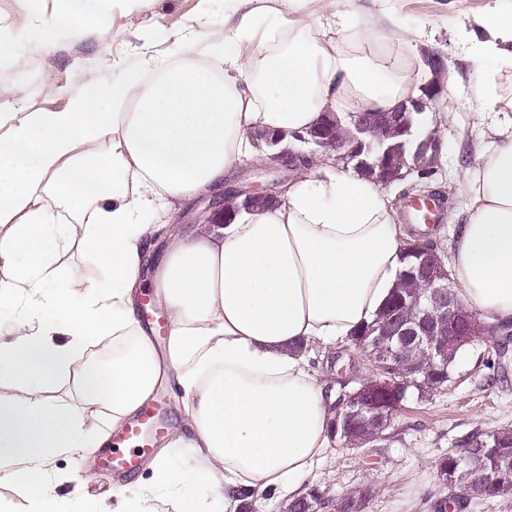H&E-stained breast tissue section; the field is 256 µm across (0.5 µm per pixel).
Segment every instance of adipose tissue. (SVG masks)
<instances>
[{
	"label": "adipose tissue",
	"mask_w": 512,
	"mask_h": 512,
	"mask_svg": "<svg viewBox=\"0 0 512 512\" xmlns=\"http://www.w3.org/2000/svg\"><path fill=\"white\" fill-rule=\"evenodd\" d=\"M31 48L84 37L106 6L61 0ZM311 0H257L224 36L175 45L151 75L73 99L69 110L0 113V482L24 485L28 512H51L54 461L100 448L172 383L193 449L183 497L166 453L150 486L120 487V512H240L267 495L293 501L330 446L335 392L312 367L315 349L348 342L372 322L403 268L407 237L393 200L372 179L326 156L301 167L279 203L229 224H180L179 202L221 190L253 157L252 134L300 149L325 110L388 111L416 92L411 64L353 11L317 23ZM475 41L481 102L496 111L495 72L512 44V9L487 15ZM462 172L468 196L450 273L487 325L512 321V116ZM107 270L91 281L61 267L73 249ZM151 279L169 336L157 350L140 320ZM112 343L99 369L90 347Z\"/></svg>",
	"instance_id": "obj_1"
}]
</instances>
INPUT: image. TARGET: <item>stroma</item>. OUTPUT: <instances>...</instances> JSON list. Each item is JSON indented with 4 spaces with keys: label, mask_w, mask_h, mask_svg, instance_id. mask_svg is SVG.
Wrapping results in <instances>:
<instances>
[{
    "label": "stroma",
    "mask_w": 512,
    "mask_h": 512,
    "mask_svg": "<svg viewBox=\"0 0 512 512\" xmlns=\"http://www.w3.org/2000/svg\"><path fill=\"white\" fill-rule=\"evenodd\" d=\"M502 0H386L385 6L402 31L415 32L409 43L396 48L414 64L417 87L434 79L423 63V52L443 57L444 94L438 100L448 120L437 124L424 114L418 137L436 134L444 144L441 162L427 178L388 185L393 197L418 185L447 198L444 218L428 237L443 252H450L455 227L463 223L468 204L461 171L474 164L488 141L487 122L478 113L479 83L472 52L474 38L487 33L477 17L502 7ZM233 0H109L111 22L96 25L90 37H64L47 53L31 51L28 39L42 19L58 9V0H0V86L11 95L6 111L22 112L36 105L49 112L69 109L74 97L88 94L120 78L125 70L165 60L174 41L192 45L200 35L222 36L224 12ZM485 344L461 351L448 386L429 401L409 400L398 411L382 440L358 450L333 444L304 481L305 487L328 490L340 497L369 483L378 491L366 512H431L442 496L436 460L456 448L460 439L476 429L492 431L512 427V386L488 388ZM53 470L59 480L54 489V512H110L118 476L103 469L98 455L84 464L58 458ZM94 473L83 498L68 496L84 472Z\"/></svg>",
    "instance_id": "stroma-1"
}]
</instances>
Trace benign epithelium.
Segmentation results:
<instances>
[{
	"instance_id": "obj_1",
	"label": "benign epithelium",
	"mask_w": 512,
	"mask_h": 512,
	"mask_svg": "<svg viewBox=\"0 0 512 512\" xmlns=\"http://www.w3.org/2000/svg\"><path fill=\"white\" fill-rule=\"evenodd\" d=\"M443 92V85L435 81L427 85L420 98H409L393 110L384 114L380 121H373L367 112H350L349 138L336 144L334 159L350 167V161L357 159L353 170H365L377 183L386 185L393 182L394 176L384 167L380 150L390 128L395 126L411 127L413 115L426 112ZM337 115L333 111L322 113L320 122L307 132L300 141L311 144V155L324 151L327 142L336 132ZM266 147V156L258 159L260 165L270 171L288 170V162L308 163L304 154H296L288 149L273 150L281 143L279 135H261ZM440 140L429 134L417 142L416 154L421 158L418 165L410 167L407 173L414 171L426 173L432 169L439 152ZM289 176L283 175L272 184L256 188L249 182L239 181L229 186L227 192L241 199L249 206L258 196H270L281 199L288 187ZM415 260L408 266L406 274L419 280L424 290L411 305V313L405 317L392 313L384 317L378 326L379 333L371 337L369 343L361 347V354L374 362L375 371L361 385L341 395L337 402V411L342 419L334 420V428H343L351 432V425L360 414H367L379 422L380 427L387 426L385 415L381 411L377 395H382L394 405H399L405 396L401 382L397 377L412 364L407 359L411 350L417 351L426 360L431 371L438 375H448V340L461 347L473 343L480 334L481 322L463 303L455 289L445 263L440 254L428 246L416 241L409 245ZM487 489L482 474L472 469L468 474V495L482 498Z\"/></svg>"
}]
</instances>
